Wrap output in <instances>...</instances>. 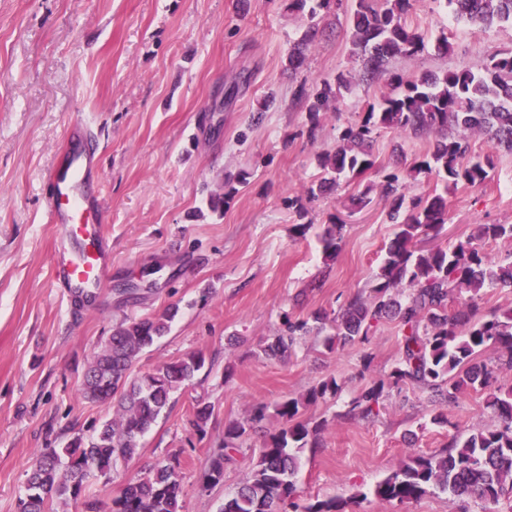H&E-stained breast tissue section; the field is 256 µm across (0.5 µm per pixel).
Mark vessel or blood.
<instances>
[{"label": "vessel or blood", "instance_id": "vessel-or-blood-1", "mask_svg": "<svg viewBox=\"0 0 512 512\" xmlns=\"http://www.w3.org/2000/svg\"><path fill=\"white\" fill-rule=\"evenodd\" d=\"M74 145L47 179L48 218L56 231L52 286L71 301L100 287L112 264V246L102 230L103 211L92 186L100 169L83 121L71 127Z\"/></svg>", "mask_w": 512, "mask_h": 512}]
</instances>
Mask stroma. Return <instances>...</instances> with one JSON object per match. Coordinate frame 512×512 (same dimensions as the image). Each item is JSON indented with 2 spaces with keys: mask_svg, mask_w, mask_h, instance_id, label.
Masks as SVG:
<instances>
[{
  "mask_svg": "<svg viewBox=\"0 0 512 512\" xmlns=\"http://www.w3.org/2000/svg\"><path fill=\"white\" fill-rule=\"evenodd\" d=\"M410 3L406 21L426 49L393 62L403 78L477 67L512 48L510 24L484 29L457 19L448 0ZM352 6L342 0L320 11L324 35L292 70L288 52L306 22L288 0H0V512H17L47 435L62 447L111 419V405L88 402L80 387L113 325L173 303L179 314L141 353L136 374L198 351L205 365L172 393L138 457L91 481L97 512H111L131 478L174 460L184 512H218L262 445L261 435H248L223 482L203 489L206 451L223 445L225 426L243 421L254 402L274 405L332 376L341 392L304 412L323 431L317 452L299 454L302 503L339 497L345 512H484L481 501L463 507L438 491L401 504L372 494L409 457L448 445L455 427L495 422L485 392L473 390L441 409L419 389H393L377 417L353 415L357 392L387 379L398 359L395 323L333 352L319 336L305 337L284 361L260 351L284 317L333 312L371 287L393 226L386 202L353 212L351 199L378 182V170L410 167L428 147L427 139H410L397 154L392 134L382 133L373 144L376 170L306 198L320 156L390 90L384 80H355ZM443 36L454 46L445 56L435 48ZM340 74L353 78L351 90L308 135L305 112L291 103L294 88ZM270 95L274 104L262 109ZM79 116L103 148L99 192L112 268L96 302L74 317L51 283L46 181ZM472 148L494 157L485 184L455 186L436 176L410 184V194L448 201V221L428 246H448L478 224H512V152L490 149L482 136ZM241 172L246 184L227 195L226 179ZM295 196L305 199V218L288 206ZM337 215L343 242L328 261L318 234ZM303 222L308 230H300ZM124 281L140 284L139 299L115 293ZM200 401L212 407L202 438L188 422ZM440 412L448 425L434 423Z\"/></svg>",
  "mask_w": 512,
  "mask_h": 512,
  "instance_id": "stroma-1",
  "label": "stroma"
}]
</instances>
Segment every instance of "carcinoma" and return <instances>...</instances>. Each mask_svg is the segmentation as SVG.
Instances as JSON below:
<instances>
[{
    "mask_svg": "<svg viewBox=\"0 0 512 512\" xmlns=\"http://www.w3.org/2000/svg\"><path fill=\"white\" fill-rule=\"evenodd\" d=\"M333 0H289L288 9L308 18V25L288 55V65L298 68L306 52L320 38L317 9ZM349 22L353 54L360 62L359 82L372 85L389 77L390 93L367 106L361 119L341 132L340 144L320 160L317 184L307 189L313 196L349 175L373 169V143L386 129L400 138L433 137L429 150L408 170H385L376 185L352 198L362 209L378 191L389 204L387 217L394 224L393 237L374 284L353 294L333 319L321 311L307 319L284 317L273 341L262 348L272 358L291 354L299 339L321 333L332 351L356 340H367L379 325L393 321L401 332L399 358L390 373L396 386L405 385L431 393L441 403H454L468 389L497 385L487 407L497 418L491 427L457 432L442 452L416 455L376 485L375 497L384 502L417 500L431 490L451 496L476 498L496 504L512 496V382L498 383V374L512 375V311L482 312L478 293L487 285L512 288V260L495 262L479 246L486 240H512V224H479L464 241L441 248L422 246L429 231L446 223L447 199L441 195L407 196L408 183L434 174L452 184L484 183L494 167L490 155L473 152L471 137L487 135L498 146L512 151V49L496 52L477 68L465 67L442 76L409 81L388 75L390 62L411 58L425 49L422 35L409 28L404 14L409 0H354ZM458 18L483 28L512 23V0H448ZM350 80L342 74L315 88L300 84L296 104L308 113L309 134H314L322 112H333ZM344 222L325 225L318 239L325 258L341 249ZM177 307L145 319L117 324L84 373L82 394L91 402L117 401L112 419L88 437L77 436L63 448H43L36 455L18 512H45L53 500L81 501L92 478L105 477L119 463L139 454L141 438L156 423L170 394L194 377L205 357L193 352L175 362H164L151 372L133 376L135 363L145 349L168 332ZM492 348L495 365L477 361L481 351ZM341 390L331 377L299 397L274 406L283 424L265 439L255 468L219 512H341V504L322 500L296 502L297 453L320 447L318 431L304 419L307 406L334 397ZM384 383L363 387L351 402V411L363 418L379 415ZM211 407L193 406L190 425L204 434ZM269 417V406L255 403L245 421L224 431V446L209 452L203 488L224 480L225 466L235 461L249 432ZM111 512H183V488L172 464L158 463L146 474L130 480L112 499Z\"/></svg>",
    "mask_w": 512,
    "mask_h": 512,
    "instance_id": "obj_1",
    "label": "carcinoma"
}]
</instances>
